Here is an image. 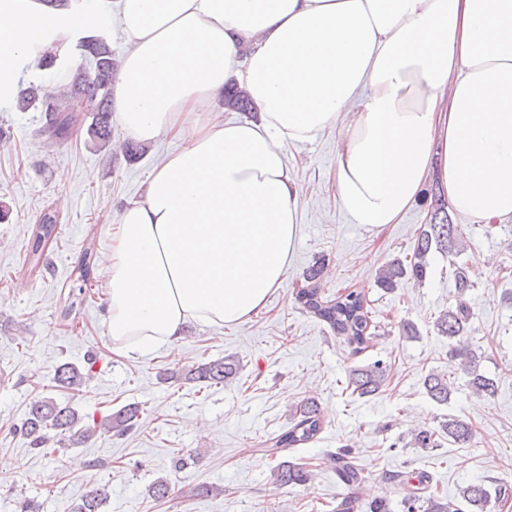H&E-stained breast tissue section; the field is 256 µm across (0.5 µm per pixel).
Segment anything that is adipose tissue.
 Wrapping results in <instances>:
<instances>
[{
  "mask_svg": "<svg viewBox=\"0 0 512 512\" xmlns=\"http://www.w3.org/2000/svg\"><path fill=\"white\" fill-rule=\"evenodd\" d=\"M118 22L129 138L178 139L104 260L112 349L146 356L190 322L239 327L282 287L299 192L285 149L335 129L351 223H398L431 178L453 211L512 219V0H0V104L35 59ZM236 81L257 108L211 106Z\"/></svg>",
  "mask_w": 512,
  "mask_h": 512,
  "instance_id": "ef3b65f1",
  "label": "adipose tissue"
}]
</instances>
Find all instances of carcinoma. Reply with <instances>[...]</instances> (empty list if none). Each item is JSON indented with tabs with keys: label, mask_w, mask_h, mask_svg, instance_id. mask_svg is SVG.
I'll use <instances>...</instances> for the list:
<instances>
[{
	"label": "carcinoma",
	"mask_w": 512,
	"mask_h": 512,
	"mask_svg": "<svg viewBox=\"0 0 512 512\" xmlns=\"http://www.w3.org/2000/svg\"><path fill=\"white\" fill-rule=\"evenodd\" d=\"M81 49L90 60V67L75 73L59 94H42L40 88L29 86L19 98L18 109L27 111L34 107L44 112L45 122L38 129L40 136L49 145L62 144L72 137L78 124L74 114L75 101L85 102V112L91 122L87 128L90 139L106 145L112 141V81L117 68L107 35L88 37L81 41ZM224 107L235 112L254 110L251 100L235 86L224 90ZM437 212L443 213L439 222L424 225L415 239L413 256L405 264L394 259L379 269L377 286L388 291L399 288L405 281L422 282L428 273V256L434 252L458 254L462 233L460 225L453 223L444 204ZM56 219L51 214L43 215L41 224L33 232L29 252L25 261L27 269L35 272L44 267V259L56 243ZM324 264L315 263L302 275L304 285L296 292L295 299L302 310L325 322L357 354L368 348L370 336L368 311L364 297L354 291L343 293L331 299L324 296ZM455 286L458 302L455 308L441 314L437 330L453 339L470 330L471 311L465 296L475 286L470 269L466 265L455 266ZM450 360H458L470 377L472 393L479 398L489 399L497 393L496 383L478 372L479 360L475 352L464 349V345L450 349ZM240 365L234 357L193 364L169 374V378L209 387L232 382L239 374ZM90 374L87 368L72 363L58 365L54 381L63 389L77 390L86 383ZM387 379V365L376 361L370 365L354 367L348 375V387L360 398L378 394ZM427 396L438 404L450 399L448 378L439 373H429L422 381ZM142 408L128 404L114 413L87 422L85 416L69 404H61L52 398H37L30 402L21 423L22 434L30 440L33 449H39L47 439V431L69 433L85 441L99 431L122 436L139 421ZM323 421L317 402L306 400L291 409L290 425L278 435L269 439V445L262 449L265 455L278 457L281 453L297 449L312 442L322 430ZM473 438L471 424L457 417H450L435 431L421 430L415 434L418 448H437L440 440L447 439L461 447L470 444ZM336 476L345 485L347 493L336 501L334 512H358L360 507L359 488L363 481L362 469L356 464L350 450L343 449L333 458ZM311 479L309 471L301 464L288 459L281 460L273 469V481L278 486L305 485ZM417 491L404 501L406 512H463L466 505L469 512H488L491 501L502 502L512 497V487L498 483L489 488L483 484H470L459 489L454 498L439 497L430 492L432 477L427 473L416 476ZM105 487H96L84 495L81 503L73 506L72 512H99L106 502Z\"/></svg>",
	"instance_id": "1"
}]
</instances>
